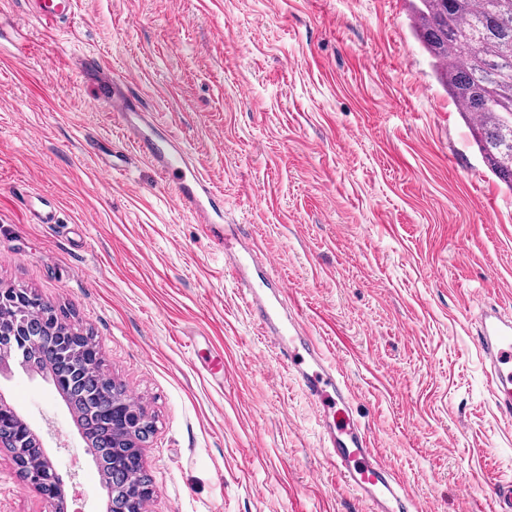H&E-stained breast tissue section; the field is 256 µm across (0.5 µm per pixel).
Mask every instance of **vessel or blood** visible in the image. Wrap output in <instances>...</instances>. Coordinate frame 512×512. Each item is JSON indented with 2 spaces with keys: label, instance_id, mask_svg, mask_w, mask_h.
<instances>
[{
  "label": "vessel or blood",
  "instance_id": "obj_1",
  "mask_svg": "<svg viewBox=\"0 0 512 512\" xmlns=\"http://www.w3.org/2000/svg\"><path fill=\"white\" fill-rule=\"evenodd\" d=\"M29 2L36 21L54 26L73 19L78 6V0ZM82 73L95 86L94 102L111 112L131 144L125 151L111 142L96 141L93 150L102 169L124 175L130 170L132 157L149 162L161 181L171 187L176 204L198 223L209 225L210 237L227 258L225 272L242 288L248 311L319 412L327 462L342 482L369 504L370 512H412L410 492L378 459L369 435L349 407L351 391L339 365L309 336L299 315L281 312L278 287L257 266L260 249L256 241L237 227L217 230L223 218L221 193L184 143L147 112L126 85L113 80L101 57L85 56ZM477 338L491 402L501 422L511 426L512 316L494 307L484 310Z\"/></svg>",
  "mask_w": 512,
  "mask_h": 512
}]
</instances>
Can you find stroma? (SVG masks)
<instances>
[{"mask_svg": "<svg viewBox=\"0 0 512 512\" xmlns=\"http://www.w3.org/2000/svg\"><path fill=\"white\" fill-rule=\"evenodd\" d=\"M413 0H79L51 30L0 0V287L92 334L154 420L146 512H369L321 451L318 415L242 305L204 225L153 168L107 176L90 139L129 142L79 71L103 58L183 139L351 388L418 512H491L512 429L472 324L512 309V191L412 30ZM55 199L58 221L27 203ZM0 394L36 430L68 512H106L77 421L41 374ZM0 447V512H46Z\"/></svg>", "mask_w": 512, "mask_h": 512, "instance_id": "1", "label": "stroma"}]
</instances>
